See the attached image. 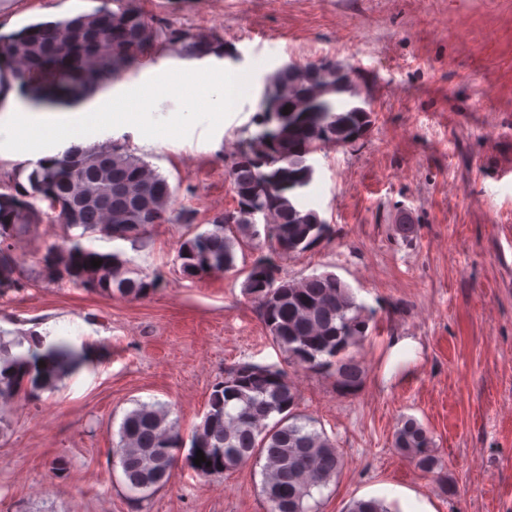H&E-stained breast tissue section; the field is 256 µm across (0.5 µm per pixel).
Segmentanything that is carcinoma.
<instances>
[{"label":"carcinoma","mask_w":512,"mask_h":512,"mask_svg":"<svg viewBox=\"0 0 512 512\" xmlns=\"http://www.w3.org/2000/svg\"><path fill=\"white\" fill-rule=\"evenodd\" d=\"M95 44L98 61L86 87L116 80L158 46L182 59L222 56L224 39L213 33H191L154 22L140 0H101L90 12L52 22H33L0 35V73L18 83L25 71L15 62L36 63L49 52H68L85 41ZM264 87L280 95L279 110L256 113L274 125L276 138L265 145L266 166L283 179L300 183L288 192L266 193L261 168L241 151L230 171V184L241 210L224 212L211 228L187 233L177 260L179 275L193 280L236 267L238 251L266 248L246 271L244 292L257 305L271 341L288 364L334 378L343 392L357 390L364 369L352 354L367 336L370 316L350 286L327 271L298 280L280 276L278 260L312 248L328 235L329 225L303 202L302 190L312 180V155L322 147L353 146L372 125L371 101L360 89L359 71L322 58L265 78ZM29 188L0 193V296L24 287V269L11 241L40 224L35 201H46L54 221L69 234L67 243H51L39 258L37 277L47 283H71L89 290L142 299L161 284L159 275H142L119 252H101L84 245L87 237L142 243L156 224H191L194 213L172 208L168 179L120 143L82 148L70 145L52 159H40L27 175ZM266 209L274 232L261 233L251 212ZM101 266H90L91 260ZM86 358V349L67 342L45 351H12L0 338V403L52 392ZM299 394L288 373L276 366L242 362L226 370L208 398V411L190 438L188 467L201 476L235 470L250 460L261 463V491L270 512H312L305 500L328 486L344 465L342 454L316 422L298 411ZM184 439L169 411L157 402L136 403L122 418L118 441L112 444L131 497L145 499L167 486L175 475ZM392 447L420 470L439 464L434 440L417 419H403L392 434ZM205 462L194 464L196 451ZM211 466H206V463ZM348 512H388L376 497L353 501Z\"/></svg>","instance_id":"cac0c4a2"}]
</instances>
